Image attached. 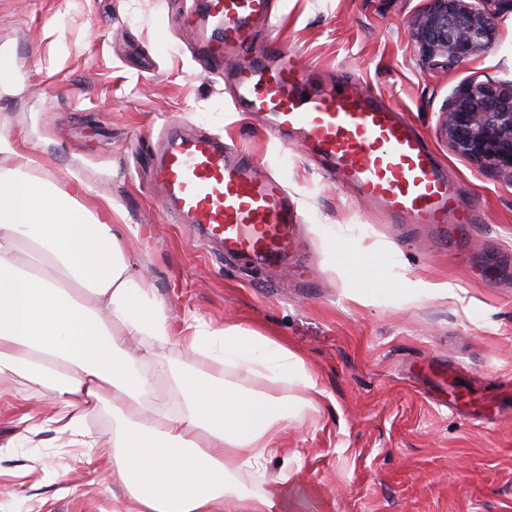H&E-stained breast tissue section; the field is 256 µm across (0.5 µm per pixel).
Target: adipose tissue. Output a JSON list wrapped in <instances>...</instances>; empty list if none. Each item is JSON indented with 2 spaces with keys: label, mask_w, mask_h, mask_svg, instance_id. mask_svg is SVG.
<instances>
[{
  "label": "adipose tissue",
  "mask_w": 512,
  "mask_h": 512,
  "mask_svg": "<svg viewBox=\"0 0 512 512\" xmlns=\"http://www.w3.org/2000/svg\"><path fill=\"white\" fill-rule=\"evenodd\" d=\"M33 158L0 140V380L48 386L57 409L41 423L82 448L112 451L122 512H282L287 473L259 492L239 472L281 451L289 422L314 406L318 385L304 358L237 322L187 323L185 348L211 360L201 378L163 351L172 327L142 264L126 247L133 228L97 219L48 181ZM267 382L262 391L220 382L227 368ZM174 383L179 409L146 402L157 379ZM294 384L304 403L275 394ZM111 402L114 435L79 429L87 408Z\"/></svg>",
  "instance_id": "adipose-tissue-1"
}]
</instances>
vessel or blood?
<instances>
[{
	"label": "vessel or blood",
	"instance_id": "obj_1",
	"mask_svg": "<svg viewBox=\"0 0 512 512\" xmlns=\"http://www.w3.org/2000/svg\"><path fill=\"white\" fill-rule=\"evenodd\" d=\"M273 9L274 0H192L183 21L210 24L207 55L220 66L225 49L256 42L258 23H270ZM234 85L247 111L270 115L278 135L299 132L306 154L359 201L389 223L431 227L450 253L459 254L458 231L479 223V212L391 105L338 88L318 69L301 68L273 40L265 53L237 67ZM152 178L164 213L227 252L282 264L297 244V211L282 180L260 172L252 156L218 136L168 127Z\"/></svg>",
	"mask_w": 512,
	"mask_h": 512
}]
</instances>
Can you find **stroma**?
Returning <instances> with one entry per match:
<instances>
[{
  "instance_id": "obj_1",
  "label": "stroma",
  "mask_w": 512,
  "mask_h": 512,
  "mask_svg": "<svg viewBox=\"0 0 512 512\" xmlns=\"http://www.w3.org/2000/svg\"><path fill=\"white\" fill-rule=\"evenodd\" d=\"M177 0H0V139L32 156L31 174L111 224L132 225L173 325L240 321L303 356L324 395L283 437L258 491L287 471L284 512H512V180L453 152L440 116L470 80L512 81V13L480 56L428 67L408 36L426 0H275L260 37L276 36L305 68L393 105L426 137L482 221L465 257L429 232L386 223L336 184L266 118L244 111L211 71L200 29ZM235 143L285 183L302 252L263 269L200 244L157 205L151 171L167 125ZM379 253L360 270L334 248ZM435 285L406 294L400 279ZM46 387L0 390V512H118L112 478L53 429L19 417L52 412Z\"/></svg>"
}]
</instances>
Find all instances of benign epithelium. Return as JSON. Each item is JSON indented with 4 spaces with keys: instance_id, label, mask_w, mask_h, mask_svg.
I'll return each mask as SVG.
<instances>
[{
    "instance_id": "obj_1",
    "label": "benign epithelium",
    "mask_w": 512,
    "mask_h": 512,
    "mask_svg": "<svg viewBox=\"0 0 512 512\" xmlns=\"http://www.w3.org/2000/svg\"><path fill=\"white\" fill-rule=\"evenodd\" d=\"M512 0H428L411 31L423 60L444 68L481 55L497 39L498 5ZM457 154L512 178V82L471 81L442 113Z\"/></svg>"
}]
</instances>
